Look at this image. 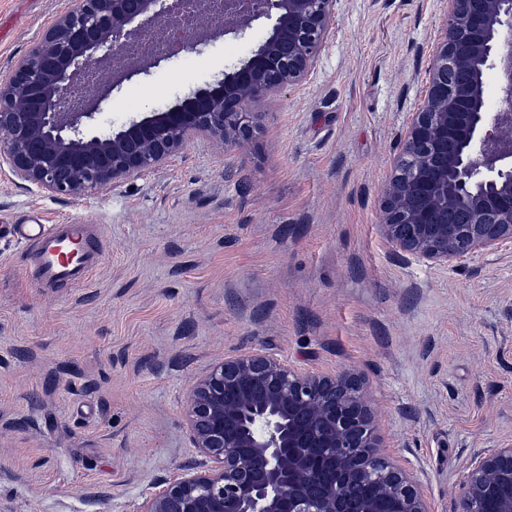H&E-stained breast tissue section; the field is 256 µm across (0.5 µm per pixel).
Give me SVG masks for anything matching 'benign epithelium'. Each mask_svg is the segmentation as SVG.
<instances>
[{"instance_id": "7a95c632", "label": "benign epithelium", "mask_w": 512, "mask_h": 512, "mask_svg": "<svg viewBox=\"0 0 512 512\" xmlns=\"http://www.w3.org/2000/svg\"><path fill=\"white\" fill-rule=\"evenodd\" d=\"M419 108L399 134L381 230L399 251L457 265L512 244V0H450ZM337 0H222L224 29L271 30L223 77L121 128L88 124L132 73L168 59L144 32L177 23V0H75L0 85V159L61 197L160 168L195 137L227 150L256 129L251 104L303 83L336 22ZM110 75L85 83L90 67ZM501 77L495 110L485 77ZM457 212L466 223L448 222ZM191 447L136 512H434L417 478L383 452L361 380L305 371L264 352L227 357L188 390ZM354 484L373 490L350 499ZM457 512H512V442L478 452Z\"/></svg>"}]
</instances>
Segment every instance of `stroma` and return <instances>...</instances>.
I'll return each mask as SVG.
<instances>
[{
    "mask_svg": "<svg viewBox=\"0 0 512 512\" xmlns=\"http://www.w3.org/2000/svg\"><path fill=\"white\" fill-rule=\"evenodd\" d=\"M73 0H0V82ZM448 0H339L302 85L253 104L234 151L199 137L165 166L58 198L0 162V221L96 224L81 288H40L0 233V512H135L194 463L190 382L266 349L360 376L386 452L435 512L471 455L512 439V246L454 267L380 228L396 138L422 99ZM113 91L102 129L162 110L250 56L271 24L217 30Z\"/></svg>",
    "mask_w": 512,
    "mask_h": 512,
    "instance_id": "35a3bbf8",
    "label": "stroma"
}]
</instances>
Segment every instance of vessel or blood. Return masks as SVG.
Here are the masks:
<instances>
[{"mask_svg": "<svg viewBox=\"0 0 512 512\" xmlns=\"http://www.w3.org/2000/svg\"><path fill=\"white\" fill-rule=\"evenodd\" d=\"M14 236L24 244L32 277L43 288L83 285L100 264L92 224H17Z\"/></svg>", "mask_w": 512, "mask_h": 512, "instance_id": "1", "label": "vessel or blood"}]
</instances>
